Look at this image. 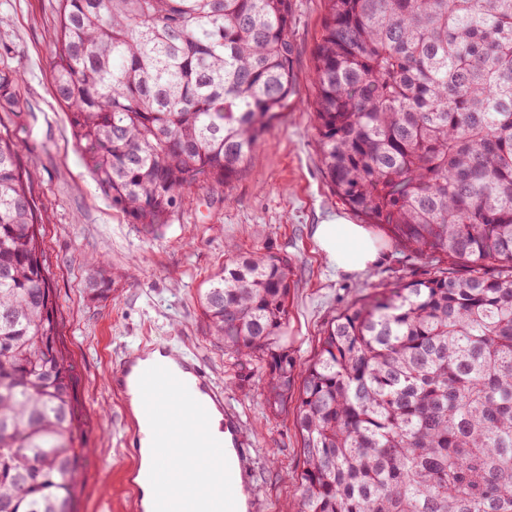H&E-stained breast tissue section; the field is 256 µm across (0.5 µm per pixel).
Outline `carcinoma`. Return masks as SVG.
<instances>
[{
	"label": "carcinoma",
	"instance_id": "cac0c4a2",
	"mask_svg": "<svg viewBox=\"0 0 512 512\" xmlns=\"http://www.w3.org/2000/svg\"><path fill=\"white\" fill-rule=\"evenodd\" d=\"M57 100L99 187L153 232L219 187L293 95L292 0H55ZM322 169L403 251L447 264L277 344L288 260L236 255L199 292L211 335L294 403L299 512H512V0H326ZM21 72L0 68V112ZM112 291L101 268L92 283ZM72 364L37 208L0 130V512H75Z\"/></svg>",
	"mask_w": 512,
	"mask_h": 512
}]
</instances>
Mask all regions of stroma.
<instances>
[{
	"instance_id": "1",
	"label": "stroma",
	"mask_w": 512,
	"mask_h": 512,
	"mask_svg": "<svg viewBox=\"0 0 512 512\" xmlns=\"http://www.w3.org/2000/svg\"><path fill=\"white\" fill-rule=\"evenodd\" d=\"M324 0H293V104L264 135L240 176L220 188L198 187L157 233H146L89 174L75 144L70 118L53 93L54 0H0V67L20 68L21 108L0 112L18 145L44 224L50 281L58 297L62 340L73 362L77 412L88 452L79 512H138L124 476L134 466L125 449L127 399L107 376L115 362L142 342L167 346L174 356L198 360L224 404L241 419L249 449L244 489L256 512H288L298 496L292 475L303 468L292 413L270 414L260 375H240L235 358L210 335L197 302L201 288L224 265L226 246L237 253L283 257L294 287L281 343L297 366L319 350L328 320L401 279L433 275L437 259L396 248L378 234V265L336 272L322 258L314 230L341 216L357 222L323 173L315 130L312 81ZM104 257L112 294L97 300L89 284Z\"/></svg>"
}]
</instances>
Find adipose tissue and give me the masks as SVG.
Masks as SVG:
<instances>
[{
	"label": "adipose tissue",
	"instance_id": "ef3b65f1",
	"mask_svg": "<svg viewBox=\"0 0 512 512\" xmlns=\"http://www.w3.org/2000/svg\"><path fill=\"white\" fill-rule=\"evenodd\" d=\"M318 240L326 262L343 273L362 272L375 265L382 256L377 240L361 224L338 217L317 226ZM221 414H213L207 429L176 423L175 428L187 439V446L178 449L170 459L171 478L159 488L144 487L143 504H150L156 495L182 497L195 489L210 487L214 490L225 486L222 474L212 471L208 465V449L198 447L202 435L221 437Z\"/></svg>",
	"mask_w": 512,
	"mask_h": 512
}]
</instances>
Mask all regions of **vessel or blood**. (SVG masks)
Returning <instances> with one entry per match:
<instances>
[{
	"label": "vessel or blood",
	"mask_w": 512,
	"mask_h": 512,
	"mask_svg": "<svg viewBox=\"0 0 512 512\" xmlns=\"http://www.w3.org/2000/svg\"><path fill=\"white\" fill-rule=\"evenodd\" d=\"M141 350H132L124 355L109 375L110 386L117 391H128L137 387L142 395V411L146 420L155 422L151 434H144L139 424H132L130 451L141 456L144 443H151L155 462L148 470L133 467L127 482L131 488L145 485L161 486L169 478L170 471L165 461L181 447L180 434L170 424L177 414H184L191 425L206 424L213 411L223 410L224 396L203 373L201 367L192 361L179 362L177 367L162 363L146 365L142 362ZM224 428L232 435V448H225L221 440H212L213 448L210 466L224 472L228 490L209 500V512H240L237 482L244 476V462L247 451L240 435V422L233 413L224 417Z\"/></svg>",
	"instance_id": "obj_1"
}]
</instances>
